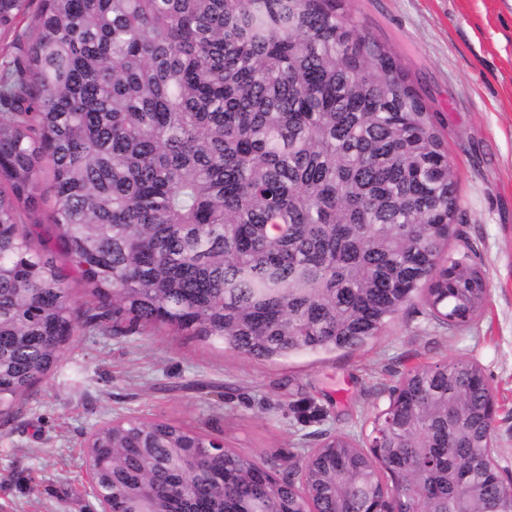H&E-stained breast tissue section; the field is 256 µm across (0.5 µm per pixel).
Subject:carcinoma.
<instances>
[{"label": "carcinoma", "instance_id": "1", "mask_svg": "<svg viewBox=\"0 0 512 512\" xmlns=\"http://www.w3.org/2000/svg\"><path fill=\"white\" fill-rule=\"evenodd\" d=\"M33 0H0V39ZM0 53V413L69 337L165 330L260 360L356 351L417 301L471 322L485 274L435 115L350 0H39ZM49 222L92 301L75 308ZM479 364L407 371L361 444L281 473L165 420L97 428L112 512H512ZM48 185L49 183L46 180H42L38 184L37 194L46 198V203L43 205L40 211L32 213L25 219V226L27 230L32 234V237L36 243L54 236V227L49 223L47 219L48 211L51 209L54 203V199L52 197V193L49 192Z\"/></svg>", "mask_w": 512, "mask_h": 512}]
</instances>
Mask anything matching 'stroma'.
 I'll use <instances>...</instances> for the list:
<instances>
[{
  "instance_id": "1",
  "label": "stroma",
  "mask_w": 512,
  "mask_h": 512,
  "mask_svg": "<svg viewBox=\"0 0 512 512\" xmlns=\"http://www.w3.org/2000/svg\"><path fill=\"white\" fill-rule=\"evenodd\" d=\"M361 28L388 43L445 133L465 251L489 284L469 325H438L423 303L404 309L357 351L279 362L161 330L71 336L61 363L0 414V512H98L84 447L118 417L172 420L226 447L275 462L321 434L366 436L410 368L478 363L496 399L493 442L512 478V0H353Z\"/></svg>"
}]
</instances>
